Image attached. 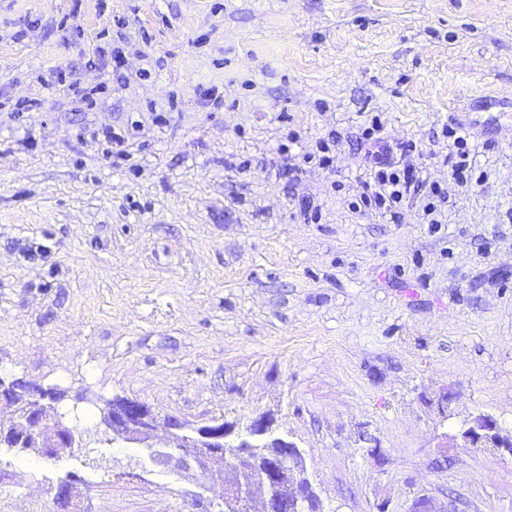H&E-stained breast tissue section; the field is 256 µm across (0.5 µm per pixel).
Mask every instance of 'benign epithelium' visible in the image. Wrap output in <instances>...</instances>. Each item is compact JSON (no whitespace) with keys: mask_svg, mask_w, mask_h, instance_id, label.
<instances>
[{"mask_svg":"<svg viewBox=\"0 0 512 512\" xmlns=\"http://www.w3.org/2000/svg\"><path fill=\"white\" fill-rule=\"evenodd\" d=\"M13 408V419L26 423L25 434L0 426V437L23 453L56 459L64 452L87 447L86 438L64 423L53 410L48 392L29 390L27 400H17L16 382L0 379V403ZM99 426L114 444L138 448L135 467L128 475L140 480L157 473H170L194 482V497L210 481L224 483V512H252L260 499L264 512H304L306 502L317 497L306 477V461L293 441L276 434L274 419L252 418L245 423L211 419L204 423L176 417L164 419L158 434L159 416L143 403L125 398L106 400ZM440 448H494L512 457V437L502 434L498 420L480 413L471 418L459 437L441 436Z\"/></svg>","mask_w":512,"mask_h":512,"instance_id":"obj_1","label":"benign epithelium"}]
</instances>
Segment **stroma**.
<instances>
[{"label": "stroma", "instance_id": "stroma-1", "mask_svg": "<svg viewBox=\"0 0 512 512\" xmlns=\"http://www.w3.org/2000/svg\"><path fill=\"white\" fill-rule=\"evenodd\" d=\"M509 94L512 0H0V377L274 416L325 512H512V457L439 446L478 413L512 435V112L467 109ZM375 117L434 216L355 209ZM136 455L0 448V512H57L70 476L80 512L221 503ZM468 136L469 133L466 128L462 126L456 129L452 128L448 132V138H452L453 142L452 145H448L452 148H448V156H446L444 162L450 167L452 176L460 183H463L464 180L467 182V176L465 174L467 170V161L464 158L467 153L466 150H460L465 149ZM454 148H456L457 151H455ZM457 158L459 159L458 161L456 160Z\"/></svg>", "mask_w": 512, "mask_h": 512}]
</instances>
